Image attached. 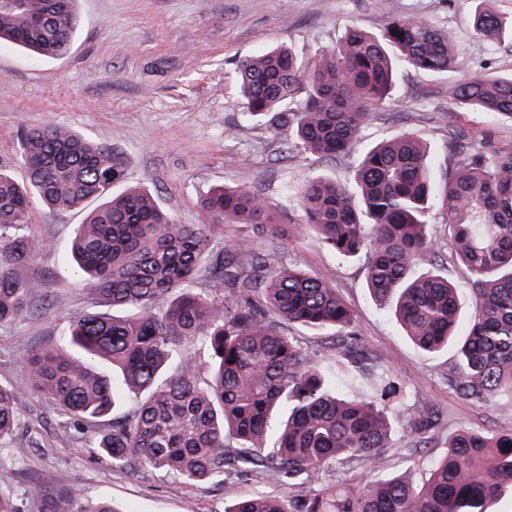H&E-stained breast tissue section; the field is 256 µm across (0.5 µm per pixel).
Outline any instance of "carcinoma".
<instances>
[{
  "mask_svg": "<svg viewBox=\"0 0 512 512\" xmlns=\"http://www.w3.org/2000/svg\"><path fill=\"white\" fill-rule=\"evenodd\" d=\"M477 2L475 35L512 38L492 0ZM77 30L75 0H0V43L61 57ZM455 48L452 30L393 15L377 33L349 29L307 63L277 47L243 60L237 75L246 115L271 124L285 149L326 160L360 154L354 184L319 175L289 190L301 221L288 236L311 233L338 257L363 260L373 298L422 352L457 345L450 382L462 399L512 402V143L492 145L456 112L445 121L456 158L443 169L417 132L367 149L361 141L399 72H446ZM453 95L461 109L512 126V75L475 73ZM18 144L26 179L0 169V327L29 309L49 310L16 276L40 250L30 224L36 203L66 210L97 202L75 225L73 268L130 311L72 317L54 342L23 356L31 391L67 417L64 440L110 416L90 443L116 469L145 464L190 482L269 476L290 489L311 486L238 498L224 512H490L512 493L511 430H458L421 485L403 475L324 482L336 468H379L396 430L407 451L427 448L436 426L429 409L406 416L397 378L359 354L354 314L336 288L258 252L249 235L222 246L209 225L177 223L145 189L114 192L124 162L108 145L53 123L20 133ZM202 208L219 223L281 231L277 205L246 185L211 189ZM436 208L448 227V262L460 266L474 308L460 343L462 289L436 268ZM203 278L212 284L207 295L196 292ZM292 324L330 332L328 364L307 357L287 333ZM196 341L209 353L206 366L189 356ZM131 389L145 396L115 415ZM18 421L15 395L0 384V438ZM29 494L44 512H116L72 490L46 497L33 485Z\"/></svg>",
  "mask_w": 512,
  "mask_h": 512,
  "instance_id": "carcinoma-1",
  "label": "carcinoma"
}]
</instances>
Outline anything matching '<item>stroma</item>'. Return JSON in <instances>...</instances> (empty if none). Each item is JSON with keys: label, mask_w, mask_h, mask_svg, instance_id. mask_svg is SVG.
I'll use <instances>...</instances> for the list:
<instances>
[{"label": "stroma", "mask_w": 512, "mask_h": 512, "mask_svg": "<svg viewBox=\"0 0 512 512\" xmlns=\"http://www.w3.org/2000/svg\"><path fill=\"white\" fill-rule=\"evenodd\" d=\"M474 5V0H78L80 29L66 55L40 60L0 46V166L22 176L17 130L54 123L112 147L124 160L125 185L150 190L180 224L209 223L201 201L218 185L246 184L279 202L290 185L318 174L352 182L357 157L327 163L284 150L273 128L248 119L237 69L240 61L279 45L299 60H311L336 45L347 28L376 32L394 13L452 29L458 49L448 72L400 73L391 101L365 125L363 140L371 144L415 131L435 160L445 162L450 155L445 116L459 112L454 84L487 67L512 74V43L490 44L475 36ZM459 114L469 127L488 124L484 113ZM228 125L236 129L234 138L224 136ZM83 218L79 210L33 207L32 232L46 247L19 275L32 297H50V309L24 313L0 328V384L14 390L21 414L15 436L0 441V465L16 473L8 493L21 512H42V501L27 495L35 482L74 490L88 500L110 499L117 512H224L238 497L285 494L286 486L273 480L190 484L145 465L120 471L98 449L60 440L59 412L29 392L21 359L57 336L67 317L110 309L69 272V242ZM255 247L335 285L354 311L365 357L388 366L407 391L410 413L425 406L440 413L427 457L408 459L395 433L379 471H360V478L405 474L420 483L428 457L445 452L457 430H512V403L470 405L449 387L455 353L423 354L402 335L371 297L362 261H341L310 235L278 240L260 233Z\"/></svg>", "instance_id": "35a3bbf8"}]
</instances>
